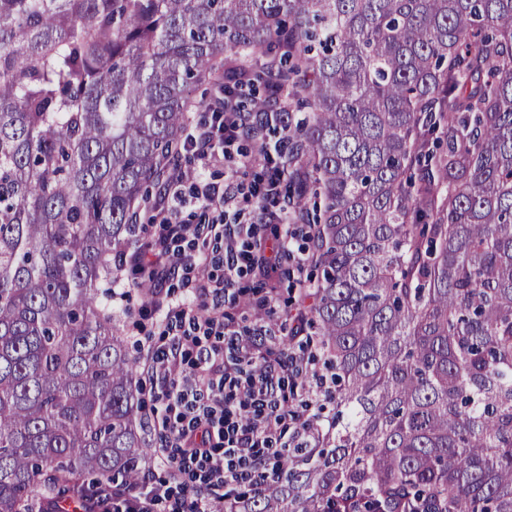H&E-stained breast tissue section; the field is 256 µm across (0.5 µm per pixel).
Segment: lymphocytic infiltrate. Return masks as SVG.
Segmentation results:
<instances>
[{"mask_svg": "<svg viewBox=\"0 0 512 512\" xmlns=\"http://www.w3.org/2000/svg\"><path fill=\"white\" fill-rule=\"evenodd\" d=\"M206 109L183 139L194 166L171 171L152 213L162 232L136 256L162 339L149 371L148 422L162 437L156 456L169 477L145 481L128 512H222L225 499L273 469L286 449L333 425L325 408L333 386L315 354L282 352L265 326L243 330L226 319L240 305L243 279L263 286L284 270L302 274L309 261L293 232L270 245L260 240L269 204L278 205L281 223L292 216L278 145L240 150L267 128L287 138L288 126L281 113L240 110L226 93ZM218 154L239 169L261 165L264 174L248 186L211 181L200 165ZM243 194L256 201L246 220L236 207Z\"/></svg>", "mask_w": 512, "mask_h": 512, "instance_id": "obj_1", "label": "lymphocytic infiltrate"}]
</instances>
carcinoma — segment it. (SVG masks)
I'll return each mask as SVG.
<instances>
[{"instance_id":"carcinoma-1","label":"carcinoma","mask_w":512,"mask_h":512,"mask_svg":"<svg viewBox=\"0 0 512 512\" xmlns=\"http://www.w3.org/2000/svg\"><path fill=\"white\" fill-rule=\"evenodd\" d=\"M205 81L310 96L283 167L337 383L224 512H512V0H0V512L143 479L115 258Z\"/></svg>"}]
</instances>
